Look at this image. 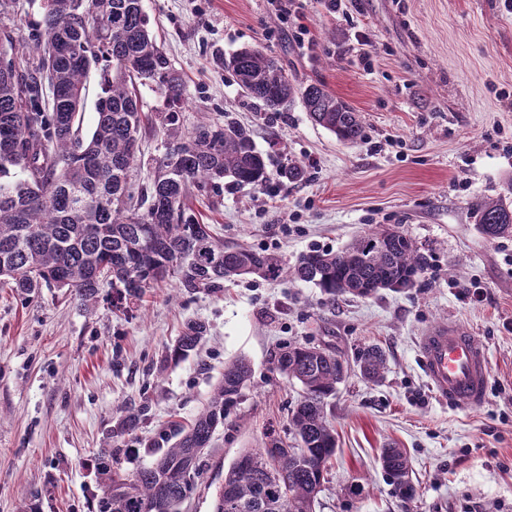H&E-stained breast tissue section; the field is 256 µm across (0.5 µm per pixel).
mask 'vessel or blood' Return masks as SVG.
<instances>
[{
	"mask_svg": "<svg viewBox=\"0 0 512 512\" xmlns=\"http://www.w3.org/2000/svg\"><path fill=\"white\" fill-rule=\"evenodd\" d=\"M418 351L431 390L445 402L481 404L490 376L488 351L455 324H440L421 336Z\"/></svg>",
	"mask_w": 512,
	"mask_h": 512,
	"instance_id": "obj_1",
	"label": "vessel or blood"
}]
</instances>
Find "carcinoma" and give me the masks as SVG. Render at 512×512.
Listing matches in <instances>:
<instances>
[{
    "instance_id": "obj_1",
    "label": "carcinoma",
    "mask_w": 512,
    "mask_h": 512,
    "mask_svg": "<svg viewBox=\"0 0 512 512\" xmlns=\"http://www.w3.org/2000/svg\"><path fill=\"white\" fill-rule=\"evenodd\" d=\"M44 0L39 29L19 48L0 36V53L21 70L0 69V279L23 294L36 289L69 290L92 304L106 284L121 300H137L165 283L187 292L224 290V282L287 273L278 258L245 248H226L209 224L186 212L188 186L260 187L266 161L247 131L209 119L183 134L176 107L184 88L150 30L143 0ZM105 58L112 70L100 75L101 94L90 133L83 131L87 75ZM244 96L268 112L301 102L309 118L346 144L363 137L360 116L319 82L301 85L279 60L244 48L225 61ZM165 97L169 111L152 124L177 140L175 162H165L149 188L137 190L131 174L138 162L144 126L138 86ZM481 233L512 236V203L483 198L472 204ZM429 266L428 256L402 230L376 228L347 248L313 250L290 272L328 299L369 298L381 290L411 288ZM207 333L198 321L186 324L169 353L182 359ZM275 371L300 385L302 394L288 420L295 445L269 464L282 439L270 433L263 447L242 450L224 472L215 512H315L324 472L336 454V432L328 400L345 381L336 352L286 343L271 357ZM356 366L369 382L383 379L385 353L375 345L358 351ZM243 356L224 363V375L203 409L151 464L128 476L112 471V449L98 457V512H181L194 488L202 455L217 428L250 382ZM380 463L394 492L410 501L417 490L402 448L381 451Z\"/></svg>"
}]
</instances>
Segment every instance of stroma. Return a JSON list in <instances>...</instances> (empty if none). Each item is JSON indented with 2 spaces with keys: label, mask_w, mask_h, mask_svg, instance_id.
<instances>
[{
  "label": "stroma",
  "mask_w": 512,
  "mask_h": 512,
  "mask_svg": "<svg viewBox=\"0 0 512 512\" xmlns=\"http://www.w3.org/2000/svg\"><path fill=\"white\" fill-rule=\"evenodd\" d=\"M149 27L184 84L182 130L201 117L249 129L266 158L265 186L190 191L186 205L228 246L294 264L337 251L382 225L400 228L431 266L415 287L329 301L314 285L244 276L222 292L165 284L117 304L102 288L84 307L69 292L22 295L0 282V512H96L94 461L118 448L133 472L189 424L224 374L250 360L251 383L215 433L183 512H213L225 470L267 432L288 434L300 397L270 358L284 342L353 360L386 353L382 381L351 374L330 398L338 449L316 512H512V237L491 240L471 204L512 192V0H304L285 30L268 0H144ZM370 37L360 49L354 34ZM257 48L290 78L321 82L360 114L354 145L309 119L301 103L273 114L247 100L224 61ZM291 163L304 169L283 177ZM482 297H463V287ZM205 322L193 355H166L184 324ZM453 321L486 346L490 378L474 408L438 401L420 336ZM137 428L114 431L125 415ZM406 449L417 494L396 497L381 448Z\"/></svg>",
  "instance_id": "stroma-1"
}]
</instances>
